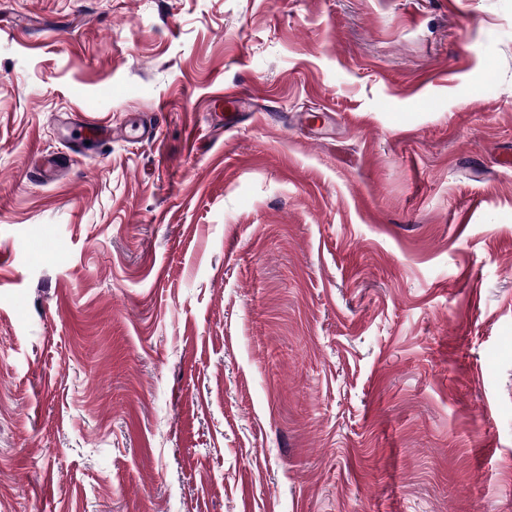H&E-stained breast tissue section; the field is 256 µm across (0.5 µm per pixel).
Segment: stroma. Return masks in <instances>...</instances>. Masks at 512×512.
Wrapping results in <instances>:
<instances>
[{
	"instance_id": "1",
	"label": "stroma",
	"mask_w": 512,
	"mask_h": 512,
	"mask_svg": "<svg viewBox=\"0 0 512 512\" xmlns=\"http://www.w3.org/2000/svg\"><path fill=\"white\" fill-rule=\"evenodd\" d=\"M1 251L0 512H512V0H0ZM72 135L79 143L93 141L96 143H106L120 135V132L112 128L111 125L92 123L85 119L82 121H71Z\"/></svg>"
}]
</instances>
